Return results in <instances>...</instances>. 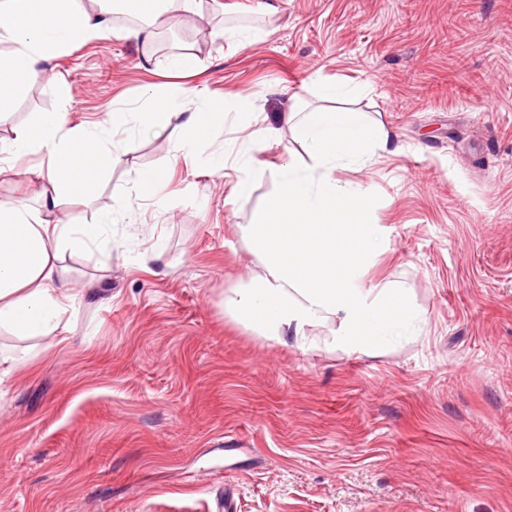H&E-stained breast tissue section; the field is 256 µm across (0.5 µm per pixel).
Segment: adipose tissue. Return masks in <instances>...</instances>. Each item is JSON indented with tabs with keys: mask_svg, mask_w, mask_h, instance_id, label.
I'll use <instances>...</instances> for the list:
<instances>
[{
	"mask_svg": "<svg viewBox=\"0 0 512 512\" xmlns=\"http://www.w3.org/2000/svg\"><path fill=\"white\" fill-rule=\"evenodd\" d=\"M171 0H128L136 25L126 38L147 44ZM110 8L83 10L77 0H0V109L23 82L46 80L51 54L73 43L108 37ZM228 110L207 99L187 112L179 97L153 94L144 107L115 109L82 127L67 124L65 113H41L30 126L0 139V177H30L22 158H47L40 184L41 209L22 198H0V327L18 337L52 336L59 330L73 290L58 266L67 250L107 245V227L123 217L127 202L116 198L111 212L94 224H53L46 215L62 198L87 190L102 175L118 131H150L178 125L186 148L209 140ZM289 129L308 149L310 164L290 162L273 174L276 191L256 209L244 232L249 251L263 264L262 274L224 301L233 321L277 343L293 339L304 346L306 329L331 319L335 341L362 353L421 334L426 320L392 283L364 286L366 265L384 235L368 223L372 199L360 184L341 180L340 171L371 165L378 153L397 152L396 135L366 113L330 105L310 112L292 102L278 126L255 125L250 148L265 147Z\"/></svg>",
	"mask_w": 512,
	"mask_h": 512,
	"instance_id": "ef3b65f1",
	"label": "adipose tissue"
}]
</instances>
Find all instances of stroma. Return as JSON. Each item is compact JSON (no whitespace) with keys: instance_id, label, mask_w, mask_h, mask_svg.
Segmentation results:
<instances>
[{"instance_id":"1","label":"stroma","mask_w":512,"mask_h":512,"mask_svg":"<svg viewBox=\"0 0 512 512\" xmlns=\"http://www.w3.org/2000/svg\"><path fill=\"white\" fill-rule=\"evenodd\" d=\"M247 26L254 41L224 40ZM113 22L48 65L64 90L24 83L0 137L40 113L69 125L151 92L193 89L283 111L336 100L391 127L398 153L345 170L373 198L387 246L364 283L404 288L421 335L366 354L307 330L305 348L265 340L224 313L260 274L241 230L273 195L267 167L305 161L283 133L252 151L264 176L228 201L245 115L195 153L168 129L118 134L125 153L50 220L90 224L128 209L106 252H65L78 291L54 336L0 333V512H512V0H199L144 46ZM192 51L182 79L169 56ZM224 155L223 175L207 155ZM168 168L161 195L139 171Z\"/></svg>"}]
</instances>
